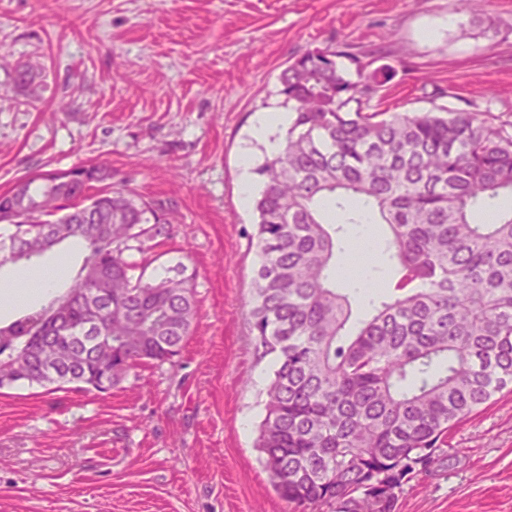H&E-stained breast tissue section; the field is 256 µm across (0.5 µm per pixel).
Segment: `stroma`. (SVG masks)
I'll list each match as a JSON object with an SVG mask.
<instances>
[{
	"instance_id": "stroma-1",
	"label": "stroma",
	"mask_w": 512,
	"mask_h": 512,
	"mask_svg": "<svg viewBox=\"0 0 512 512\" xmlns=\"http://www.w3.org/2000/svg\"><path fill=\"white\" fill-rule=\"evenodd\" d=\"M381 50L389 113L480 108L512 120V0H0V194L48 170L101 162L111 183L174 212L145 275L182 268L197 315L175 363L106 393L0 389V512H294L256 446L273 359L249 310L257 213L241 162L259 165V116L283 111L279 77L336 41ZM373 238L368 309L388 266L380 224H349L337 260ZM404 485L398 512H512V392L448 435Z\"/></svg>"
}]
</instances>
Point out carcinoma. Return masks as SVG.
<instances>
[{"label": "carcinoma", "instance_id": "carcinoma-1", "mask_svg": "<svg viewBox=\"0 0 512 512\" xmlns=\"http://www.w3.org/2000/svg\"><path fill=\"white\" fill-rule=\"evenodd\" d=\"M368 66L344 42L290 62L284 147L256 168L250 323L274 356L258 448L279 496L311 512H396L448 431L512 391V209L473 218L512 196V134L478 110L372 112L392 75ZM109 178L88 163L0 194L14 227L0 250H88L65 293L0 326V388L106 392L143 363L174 362L190 335L191 279L145 281L125 256L168 236L171 210L125 189L89 194ZM344 224L388 230L380 263L394 277L361 318L336 287Z\"/></svg>", "mask_w": 512, "mask_h": 512}]
</instances>
